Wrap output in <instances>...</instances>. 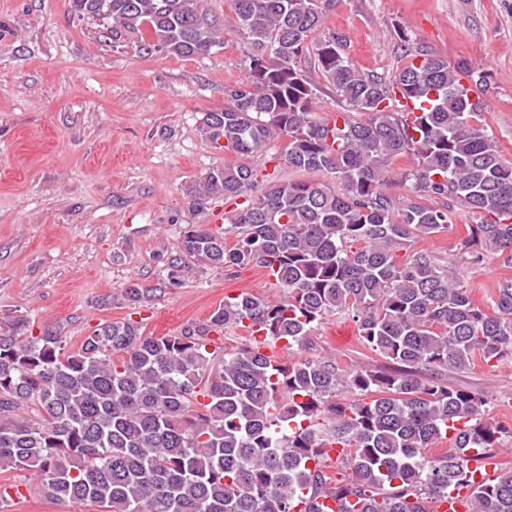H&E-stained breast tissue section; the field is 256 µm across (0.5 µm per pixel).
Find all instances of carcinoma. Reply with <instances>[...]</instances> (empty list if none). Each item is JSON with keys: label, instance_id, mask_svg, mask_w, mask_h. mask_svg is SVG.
Instances as JSON below:
<instances>
[{"label": "carcinoma", "instance_id": "1", "mask_svg": "<svg viewBox=\"0 0 512 512\" xmlns=\"http://www.w3.org/2000/svg\"><path fill=\"white\" fill-rule=\"evenodd\" d=\"M82 16L128 31L142 49L182 57L220 45L199 0H71ZM336 0H233L246 44V76L207 112L202 135L242 162L210 170L187 193L189 209L249 197L227 232L189 224L167 258L177 284L199 266L256 264L283 300L241 293L181 333L144 334L140 323L105 322L67 352L63 330L35 335L22 315L0 325V472L30 471L61 501L104 512H433L448 492L467 512H512V470L478 482L470 460L494 459L507 428L481 394L448 385L443 371L512 355V277L494 313L425 251L422 237L468 225V242L512 266V163L482 122L487 89L466 61L417 50L390 77L360 71L336 36L318 69L342 110L316 112L317 88L299 67L311 35ZM428 107L413 115L401 102ZM364 119L359 120L357 116ZM284 138L282 165L326 173L335 184L279 178L256 191L245 159ZM412 166L392 175V159ZM405 195L388 193L393 181ZM236 243L228 245L226 234ZM158 287L130 280L121 297L140 306ZM330 315L349 316L361 344L387 370L341 369L309 356L281 364L243 344L217 357L212 332L243 329L305 349ZM448 441L440 455L431 449ZM349 481L333 479L325 449Z\"/></svg>", "mask_w": 512, "mask_h": 512}]
</instances>
